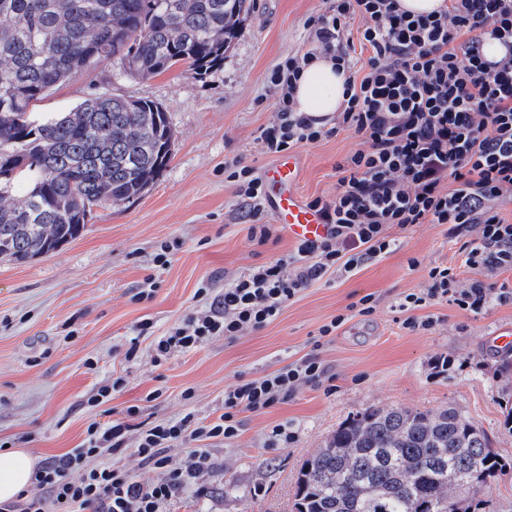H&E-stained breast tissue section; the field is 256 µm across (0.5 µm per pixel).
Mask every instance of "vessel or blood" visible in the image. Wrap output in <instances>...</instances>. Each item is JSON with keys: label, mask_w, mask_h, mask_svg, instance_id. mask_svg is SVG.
Returning a JSON list of instances; mask_svg holds the SVG:
<instances>
[{"label": "vessel or blood", "mask_w": 512, "mask_h": 512, "mask_svg": "<svg viewBox=\"0 0 512 512\" xmlns=\"http://www.w3.org/2000/svg\"><path fill=\"white\" fill-rule=\"evenodd\" d=\"M299 166L293 156L283 157L265 173L266 195L279 224L295 239L322 235L324 226L318 213L307 207L296 190Z\"/></svg>", "instance_id": "1"}]
</instances>
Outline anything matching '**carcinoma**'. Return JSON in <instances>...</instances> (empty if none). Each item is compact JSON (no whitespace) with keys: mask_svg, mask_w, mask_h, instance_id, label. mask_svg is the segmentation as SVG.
Listing matches in <instances>:
<instances>
[{"mask_svg":"<svg viewBox=\"0 0 512 512\" xmlns=\"http://www.w3.org/2000/svg\"><path fill=\"white\" fill-rule=\"evenodd\" d=\"M253 0H0V258L25 262L75 239L92 208L142 196L171 157L162 106L105 92L37 119L30 107L105 59L147 77L204 79ZM507 461L454 408L370 407L304 462L295 512H471Z\"/></svg>","mask_w":512,"mask_h":512,"instance_id":"obj_1","label":"carcinoma"}]
</instances>
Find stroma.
I'll list each match as a JSON object with an SVG mask.
<instances>
[{"mask_svg": "<svg viewBox=\"0 0 512 512\" xmlns=\"http://www.w3.org/2000/svg\"><path fill=\"white\" fill-rule=\"evenodd\" d=\"M324 0H255L224 54L221 68L199 80L174 68L150 78L120 74L100 62L37 101L34 112H68L100 90L159 103L173 132L172 158L140 198L95 208L82 234L24 263L0 261V444L24 448L38 460L79 447L91 422L121 418L140 406L139 421H175L192 413L217 416L224 388L238 377L258 378L312 350L311 339L332 316L373 294L376 311L354 315L325 344L320 357L330 378L300 389L266 413H243L240 436L207 441L215 466L198 487L183 491L169 512H292L303 462L346 418L369 407L439 410L453 407L483 430L510 468L473 498L475 512H512V351L496 347L512 331V301L493 302L481 314L442 303L431 306L437 324L403 328L399 298L427 284V265L453 264L465 279L460 241L445 227L421 224L398 236V248L351 276H329L304 290L280 315L234 341L218 337L197 350L155 363L152 340L139 339L136 359L125 357L142 319L156 334L203 307L202 281L215 288L244 269L288 254V236L258 246L246 238L235 188L225 165L238 160L258 172L275 163L259 135L274 113L272 70L289 53L307 48L304 21L323 12ZM355 143L347 133L296 148L304 200L336 190V164ZM181 248L164 267L153 266L162 242ZM420 267L410 268L409 258ZM158 288L137 300L146 276ZM448 368L435 372L439 358ZM96 370H88L87 362ZM123 378L111 414L90 407L100 381ZM159 391L147 401L151 391ZM288 424L293 443L270 448L266 432Z\"/></svg>", "mask_w": 512, "mask_h": 512, "instance_id": "1", "label": "stroma"}]
</instances>
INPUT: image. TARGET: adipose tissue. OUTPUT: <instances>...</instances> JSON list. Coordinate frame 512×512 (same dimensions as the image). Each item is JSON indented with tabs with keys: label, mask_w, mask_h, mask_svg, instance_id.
I'll return each mask as SVG.
<instances>
[{
	"label": "adipose tissue",
	"mask_w": 512,
	"mask_h": 512,
	"mask_svg": "<svg viewBox=\"0 0 512 512\" xmlns=\"http://www.w3.org/2000/svg\"><path fill=\"white\" fill-rule=\"evenodd\" d=\"M344 83V74L336 73L330 60H315L300 74L295 91L297 111L324 117L340 111ZM34 466V458L25 450L0 454V502L13 500L29 486Z\"/></svg>",
	"instance_id": "obj_1"
}]
</instances>
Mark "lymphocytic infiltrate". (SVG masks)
Segmentation results:
<instances>
[{
  "instance_id": "1",
  "label": "lymphocytic infiltrate",
  "mask_w": 512,
  "mask_h": 512,
  "mask_svg": "<svg viewBox=\"0 0 512 512\" xmlns=\"http://www.w3.org/2000/svg\"><path fill=\"white\" fill-rule=\"evenodd\" d=\"M312 34L305 52L288 54L270 82L277 100L272 121L260 134L264 153L285 154L346 131L354 148L336 165V191L315 197L309 208L321 217L323 235L296 240L285 257L254 265L216 290L202 285L206 307L190 312L163 336L151 320L138 335L154 336L155 362L189 352L216 337L231 340L274 321L306 288L333 274H350L390 253L391 229L418 224L445 226L462 239L467 268L485 280L462 279L456 266L428 268L427 285L403 295L397 308L403 327L429 329L418 309L448 303L475 314L493 302L512 300V287L496 285L512 270V221L501 212L512 202V0H447L439 14L412 16L398 0H329L309 17ZM497 40L499 59H487L486 40ZM366 50L359 60L357 50ZM336 61L347 74L346 100L332 119L296 111L294 90L310 61ZM236 186L250 242L278 239L265 223L263 180L251 166L233 162ZM347 317L338 314L320 326L311 353L254 379L224 389L222 412L211 420L186 414L174 422L139 423V406L123 418L92 422L84 443L37 464L29 487L0 512H164L168 503L211 466L206 440L238 437L241 413L263 414L298 390L321 384L328 373L320 349ZM135 440L142 462L163 470L161 479L142 483L104 464ZM191 450L180 466L166 452ZM80 478H73L74 470Z\"/></svg>"
}]
</instances>
